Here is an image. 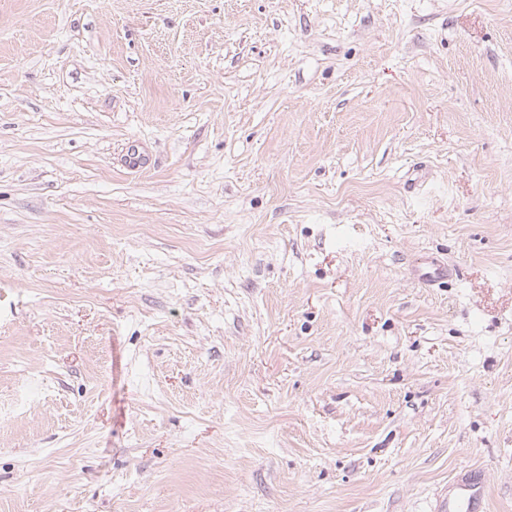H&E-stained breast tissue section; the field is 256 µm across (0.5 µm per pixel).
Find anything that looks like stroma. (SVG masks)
Instances as JSON below:
<instances>
[{
  "label": "stroma",
  "mask_w": 512,
  "mask_h": 512,
  "mask_svg": "<svg viewBox=\"0 0 512 512\" xmlns=\"http://www.w3.org/2000/svg\"><path fill=\"white\" fill-rule=\"evenodd\" d=\"M471 470L512 512V0H0V512Z\"/></svg>",
  "instance_id": "35a3bbf8"
}]
</instances>
